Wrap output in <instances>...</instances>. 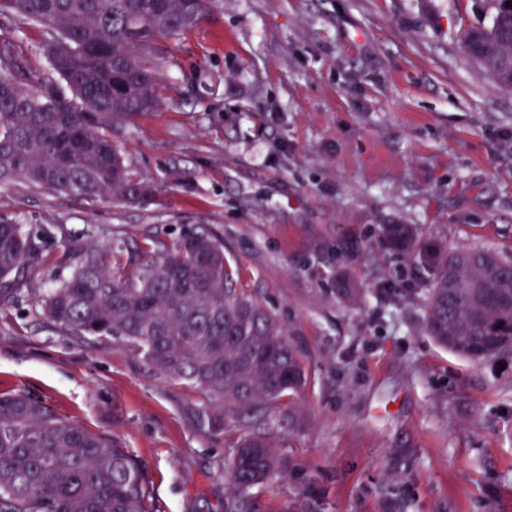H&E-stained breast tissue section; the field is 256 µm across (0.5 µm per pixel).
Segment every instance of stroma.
Here are the masks:
<instances>
[{"mask_svg": "<svg viewBox=\"0 0 512 512\" xmlns=\"http://www.w3.org/2000/svg\"><path fill=\"white\" fill-rule=\"evenodd\" d=\"M481 0H213L155 57L163 106L120 144L153 180L147 206L0 187L47 260L0 312V394L25 393L114 436L156 512H224L237 439L268 434L287 468L250 512H512V364L473 362L424 330L420 268L378 240L415 224L456 248L512 254V89L460 49ZM31 68L40 27L0 17ZM224 240L240 286L298 345L307 383L287 419L209 423L198 388L117 340L80 341L37 296L64 241L172 250ZM358 288L345 299L343 283Z\"/></svg>", "mask_w": 512, "mask_h": 512, "instance_id": "1", "label": "stroma"}]
</instances>
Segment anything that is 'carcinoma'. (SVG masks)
<instances>
[{
    "instance_id": "carcinoma-1",
    "label": "carcinoma",
    "mask_w": 512,
    "mask_h": 512,
    "mask_svg": "<svg viewBox=\"0 0 512 512\" xmlns=\"http://www.w3.org/2000/svg\"><path fill=\"white\" fill-rule=\"evenodd\" d=\"M210 0H0V14L42 27L46 75L12 43L0 45V186L24 182L81 199L146 205L155 187L132 174L119 138L162 104L146 58L190 28ZM485 44L512 66V11L489 0ZM378 237L424 272L425 329L461 357L512 359V258L490 248L456 249L423 238L412 224H383ZM145 260L122 266L112 245L63 246L71 269L40 300L42 315L67 336L118 340L158 373L201 389L214 424L298 393L301 354L284 327L238 285L224 245L187 232L170 252L147 243ZM44 262L24 225L0 218V298ZM284 462L262 434L238 441L228 470L242 496L225 512H248L243 493ZM144 471L113 437L57 415L27 394H0V512H152Z\"/></svg>"
}]
</instances>
